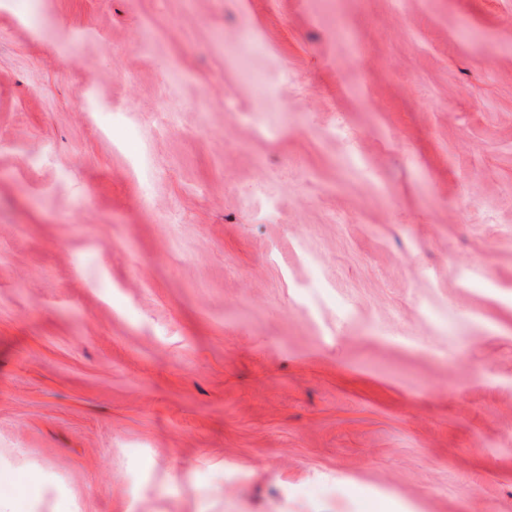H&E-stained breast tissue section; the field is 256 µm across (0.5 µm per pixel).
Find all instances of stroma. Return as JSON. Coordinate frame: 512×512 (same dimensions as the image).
Listing matches in <instances>:
<instances>
[{
  "instance_id": "35a3bbf8",
  "label": "stroma",
  "mask_w": 512,
  "mask_h": 512,
  "mask_svg": "<svg viewBox=\"0 0 512 512\" xmlns=\"http://www.w3.org/2000/svg\"><path fill=\"white\" fill-rule=\"evenodd\" d=\"M0 512H512V0H0Z\"/></svg>"
}]
</instances>
